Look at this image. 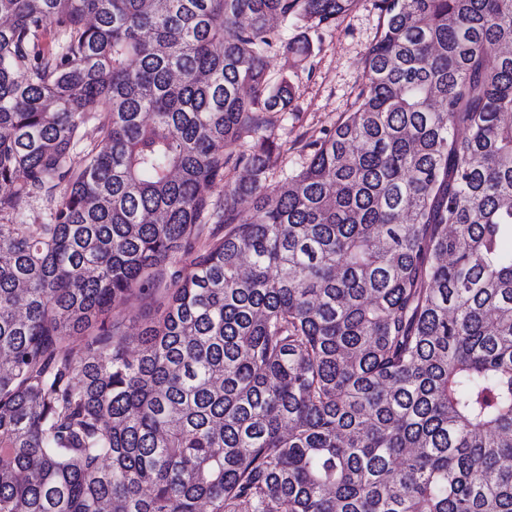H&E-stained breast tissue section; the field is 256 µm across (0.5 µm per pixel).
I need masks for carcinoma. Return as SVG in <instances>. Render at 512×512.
<instances>
[{
	"instance_id": "cac0c4a2",
	"label": "carcinoma",
	"mask_w": 512,
	"mask_h": 512,
	"mask_svg": "<svg viewBox=\"0 0 512 512\" xmlns=\"http://www.w3.org/2000/svg\"><path fill=\"white\" fill-rule=\"evenodd\" d=\"M355 3L0 0V512H512V0H381L270 193ZM336 25L324 28L320 39L312 31V53L299 62L282 51L271 55L270 77L286 78L293 87V100L283 112L269 113L267 134L280 146L278 159L268 178V191L278 188L286 174L305 163L308 142L333 131L348 112L365 82L363 58L380 31V0H356ZM147 311L143 304L132 300L125 306L113 311L109 318V320L119 319V321L122 322V328L125 330L126 335L134 342L132 346L129 345L131 352L137 350L136 336Z\"/></svg>"
}]
</instances>
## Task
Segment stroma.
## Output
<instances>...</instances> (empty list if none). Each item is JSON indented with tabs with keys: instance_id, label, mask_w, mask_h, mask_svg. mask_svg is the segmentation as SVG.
<instances>
[{
	"instance_id": "obj_1",
	"label": "stroma",
	"mask_w": 512,
	"mask_h": 512,
	"mask_svg": "<svg viewBox=\"0 0 512 512\" xmlns=\"http://www.w3.org/2000/svg\"><path fill=\"white\" fill-rule=\"evenodd\" d=\"M380 0H357L354 9L323 29L312 41L305 60L277 52L268 63L272 79H287L293 100L282 112L269 114L268 132L279 146L267 185L277 189L289 171L305 163L308 142L333 131L348 112L362 88L363 58L380 31Z\"/></svg>"
}]
</instances>
